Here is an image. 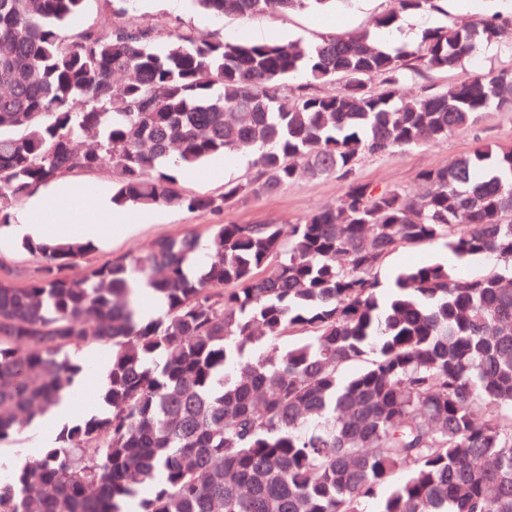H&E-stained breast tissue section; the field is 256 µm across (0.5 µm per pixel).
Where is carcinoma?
<instances>
[{
	"label": "carcinoma",
	"instance_id": "obj_1",
	"mask_svg": "<svg viewBox=\"0 0 512 512\" xmlns=\"http://www.w3.org/2000/svg\"><path fill=\"white\" fill-rule=\"evenodd\" d=\"M88 0H0V222L31 189L107 162L112 203L220 216L246 195L348 175L365 155L445 142L512 112V67L408 96L424 72L461 68L504 43L498 17L425 31L392 48L391 0L375 30L296 41L181 34L125 21L72 27ZM249 18L347 0H190ZM341 81L332 93L314 84ZM255 152V176L190 195L174 172ZM424 191L352 181L295 224H211L67 273L80 240L25 243L39 276L0 278V444L69 393L81 348L110 347L101 414L0 474V512H512V143L480 144L418 174ZM440 243L446 262L379 264ZM489 261L481 276L454 264ZM166 312L141 321L139 284ZM287 348L269 358L262 349ZM363 367L349 378L341 369ZM447 251L438 243L423 244L417 247L400 248L390 254L377 268L376 276L386 285L405 265L447 261Z\"/></svg>",
	"mask_w": 512,
	"mask_h": 512
}]
</instances>
